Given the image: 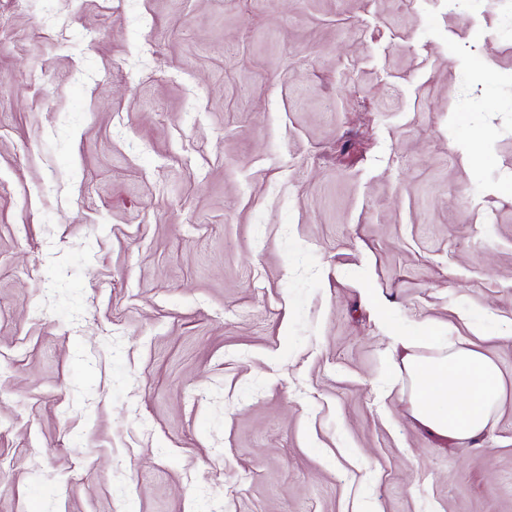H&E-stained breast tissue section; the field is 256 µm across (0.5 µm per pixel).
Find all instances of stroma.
Instances as JSON below:
<instances>
[{
	"instance_id": "stroma-1",
	"label": "stroma",
	"mask_w": 512,
	"mask_h": 512,
	"mask_svg": "<svg viewBox=\"0 0 512 512\" xmlns=\"http://www.w3.org/2000/svg\"><path fill=\"white\" fill-rule=\"evenodd\" d=\"M0 19V512H512V0ZM372 293L497 364L480 437ZM395 352L410 378L412 413L431 432L460 440L479 437L491 422L503 395L497 365L479 351L439 347L422 358L415 349L424 341L398 326L390 329Z\"/></svg>"
}]
</instances>
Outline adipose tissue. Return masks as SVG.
Listing matches in <instances>:
<instances>
[{
    "label": "adipose tissue",
    "instance_id": "1",
    "mask_svg": "<svg viewBox=\"0 0 512 512\" xmlns=\"http://www.w3.org/2000/svg\"><path fill=\"white\" fill-rule=\"evenodd\" d=\"M394 349L410 378L412 413L431 432L460 440L479 437L491 422L503 395L497 365L479 351L447 346L434 356L420 357L422 339L394 326Z\"/></svg>",
    "mask_w": 512,
    "mask_h": 512
}]
</instances>
